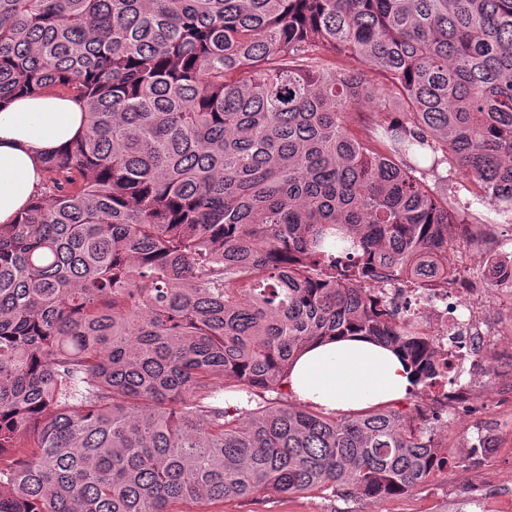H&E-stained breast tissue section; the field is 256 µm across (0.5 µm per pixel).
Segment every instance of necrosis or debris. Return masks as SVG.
Here are the masks:
<instances>
[{"instance_id": "4bbe7bcc", "label": "necrosis or debris", "mask_w": 512, "mask_h": 512, "mask_svg": "<svg viewBox=\"0 0 512 512\" xmlns=\"http://www.w3.org/2000/svg\"><path fill=\"white\" fill-rule=\"evenodd\" d=\"M485 291L473 287L459 269L449 268L447 285L436 283L422 288H386L381 296L385 303L396 305L401 315L429 312L430 321L423 330L444 356L445 389L436 395L434 415L456 419L469 402V392L479 380L478 371L491 355L490 340L503 334L504 323L479 317L476 298Z\"/></svg>"}]
</instances>
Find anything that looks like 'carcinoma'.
<instances>
[{
	"instance_id": "carcinoma-1",
	"label": "carcinoma",
	"mask_w": 512,
	"mask_h": 512,
	"mask_svg": "<svg viewBox=\"0 0 512 512\" xmlns=\"http://www.w3.org/2000/svg\"><path fill=\"white\" fill-rule=\"evenodd\" d=\"M43 93L87 123L0 224V512H355L436 475L387 405L266 394L350 335L434 384L375 297L448 279V225L512 223V0H0V110ZM382 96L400 116L355 131ZM391 103L386 101H373L368 99H358L351 104V112L357 123V128L362 125L370 124L373 120L380 117L382 111L391 109ZM330 491L301 496L268 493L250 498H228L210 506L211 512H334L342 507Z\"/></svg>"
}]
</instances>
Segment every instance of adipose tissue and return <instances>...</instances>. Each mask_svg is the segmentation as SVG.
<instances>
[{
    "mask_svg": "<svg viewBox=\"0 0 512 512\" xmlns=\"http://www.w3.org/2000/svg\"><path fill=\"white\" fill-rule=\"evenodd\" d=\"M86 128L79 101L54 95L19 97L0 110V224L40 191L42 158ZM291 397L327 412L357 411L405 398L414 385L407 362L361 336L313 345L284 382Z\"/></svg>",
    "mask_w": 512,
    "mask_h": 512,
    "instance_id": "obj_1",
    "label": "adipose tissue"
}]
</instances>
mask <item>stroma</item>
<instances>
[{
  "instance_id": "stroma-1",
  "label": "stroma",
  "mask_w": 512,
  "mask_h": 512,
  "mask_svg": "<svg viewBox=\"0 0 512 512\" xmlns=\"http://www.w3.org/2000/svg\"><path fill=\"white\" fill-rule=\"evenodd\" d=\"M450 237L467 234L479 238L480 250L454 249L449 260L463 258L462 273L487 287L484 275L488 256L500 259L512 256V224H454L448 229ZM512 385V360L492 357L484 367L481 387L472 399L488 428L493 430L497 446L483 455L471 457L473 438L470 429L460 422L441 425L438 420L426 419L428 404L424 392L404 398L396 405L415 422L424 424L437 444L447 448L449 455L460 458L459 467L448 474L435 476L419 485L406 496L391 499H361L355 504L357 512H455L467 497L487 489L498 490V497L487 503L488 512H512V491L502 492L506 476L512 474V401L504 394ZM338 501L330 492H314L301 496L268 493L250 498H228L211 505V512H336Z\"/></svg>"
}]
</instances>
